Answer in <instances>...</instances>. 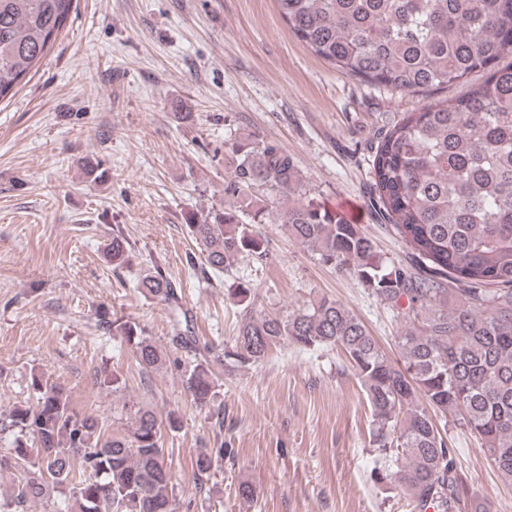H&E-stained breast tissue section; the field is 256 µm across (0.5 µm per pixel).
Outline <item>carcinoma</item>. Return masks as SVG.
I'll return each instance as SVG.
<instances>
[{"instance_id": "obj_1", "label": "carcinoma", "mask_w": 512, "mask_h": 512, "mask_svg": "<svg viewBox=\"0 0 512 512\" xmlns=\"http://www.w3.org/2000/svg\"><path fill=\"white\" fill-rule=\"evenodd\" d=\"M295 36L339 71L414 93L487 71L466 95L406 112L372 160V202L406 247V261L384 257L361 225L304 193L293 157L254 134L224 141L231 175L224 192L239 205L192 219L188 233L205 266L229 271L268 255L260 224L281 226L319 260L355 279L405 322L394 363L354 314L333 298L304 302L286 315L252 308L253 288L239 277L228 296L246 310L228 370L258 365L289 343L303 350L342 347L372 409L373 443L383 465L375 483L395 486L413 512H466L475 502L458 467V449L433 414L453 413L480 444L499 478L512 485V0H275ZM73 0H0V100L54 43ZM107 255L130 263L121 236ZM163 302L175 349L196 337L175 282L161 271L136 284ZM130 347L144 372L169 356L138 323L100 318ZM217 378L207 357L186 370L193 402L210 404ZM36 405L16 406L0 424L14 429L0 471L20 476L0 512H27L51 485L71 481L72 458L88 476L73 486L67 512H175V483L156 413L130 405L132 425L109 437L99 419L78 413L65 390L31 373ZM224 446L192 462L204 484Z\"/></svg>"}]
</instances>
